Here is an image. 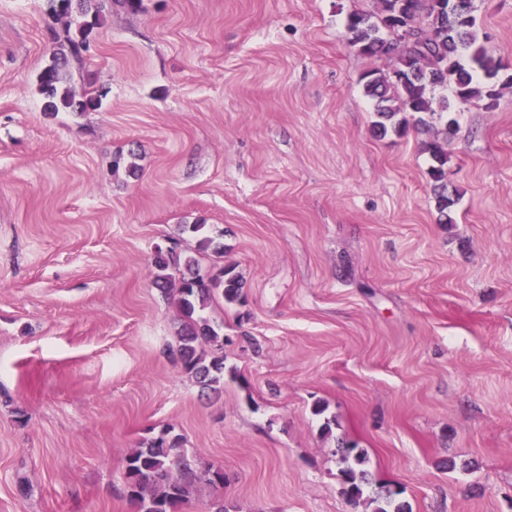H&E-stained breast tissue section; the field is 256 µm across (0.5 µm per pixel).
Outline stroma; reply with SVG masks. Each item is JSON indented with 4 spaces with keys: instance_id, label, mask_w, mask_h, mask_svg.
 Wrapping results in <instances>:
<instances>
[{
    "instance_id": "1",
    "label": "stroma",
    "mask_w": 512,
    "mask_h": 512,
    "mask_svg": "<svg viewBox=\"0 0 512 512\" xmlns=\"http://www.w3.org/2000/svg\"><path fill=\"white\" fill-rule=\"evenodd\" d=\"M474 3L512 63V0ZM378 7L108 0L69 67L102 105L53 116L36 77L63 24L0 0V512H134L124 458L166 428L224 472L180 512H366L342 440L412 512H512V88L455 104L439 223L442 124L379 134L362 75L391 63L345 27ZM198 220L246 281L207 310L216 392L151 284L155 247L195 254ZM431 164L428 169V176L433 182L435 208L440 216V223L451 224L454 219L451 216L453 208L458 203V198L448 196L445 184L448 151L438 139L431 141L428 145Z\"/></svg>"
}]
</instances>
